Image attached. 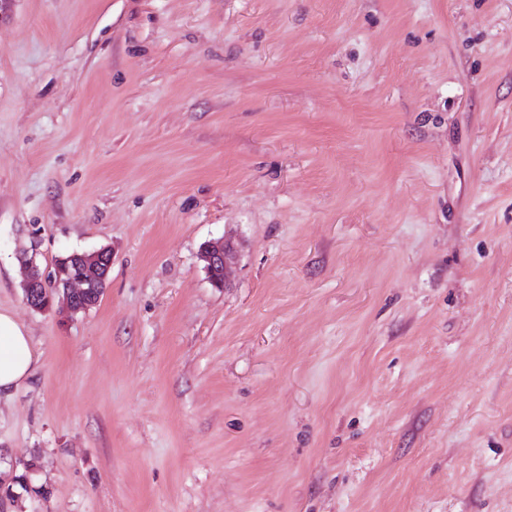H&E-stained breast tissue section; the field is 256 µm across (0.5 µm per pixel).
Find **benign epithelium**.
<instances>
[{
  "mask_svg": "<svg viewBox=\"0 0 512 512\" xmlns=\"http://www.w3.org/2000/svg\"><path fill=\"white\" fill-rule=\"evenodd\" d=\"M234 250V242L226 238L221 243L207 246L201 254L208 279L214 287L221 288L226 284L229 257ZM20 262L27 269L26 279L22 284L26 305L35 311H48L58 300L68 311L75 313L84 311L99 301L112 266V253L104 247L79 255L76 264L78 273L55 281L51 288L48 287L49 279L40 271L36 262V253L23 251Z\"/></svg>",
  "mask_w": 512,
  "mask_h": 512,
  "instance_id": "obj_1",
  "label": "benign epithelium"
}]
</instances>
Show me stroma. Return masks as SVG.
I'll return each instance as SVG.
<instances>
[{"instance_id":"35a3bbf8","label":"stroma","mask_w":512,"mask_h":512,"mask_svg":"<svg viewBox=\"0 0 512 512\" xmlns=\"http://www.w3.org/2000/svg\"><path fill=\"white\" fill-rule=\"evenodd\" d=\"M0 309V512H512V0H0ZM235 250L234 242L224 238V242L208 245L201 254L210 283L216 288L225 286L229 276V257ZM32 253L24 250L20 254V262L27 269L26 279L22 284L23 299L26 305L35 311L50 310L56 298L70 312H80L95 305L104 290L108 272L112 266V253L107 248H101L90 253L77 255L79 261H69L64 256L63 264L67 263L68 268H78V273L61 280L58 265H55L57 281L53 288H47L49 279L40 271L36 262V251ZM76 264V266H75ZM36 360L31 336L11 314L0 310V392L28 378Z\"/></svg>"}]
</instances>
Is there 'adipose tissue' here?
<instances>
[{"mask_svg": "<svg viewBox=\"0 0 512 512\" xmlns=\"http://www.w3.org/2000/svg\"><path fill=\"white\" fill-rule=\"evenodd\" d=\"M36 362L32 339L14 317L0 310V392L28 378Z\"/></svg>", "mask_w": 512, "mask_h": 512, "instance_id": "ef3b65f1", "label": "adipose tissue"}]
</instances>
